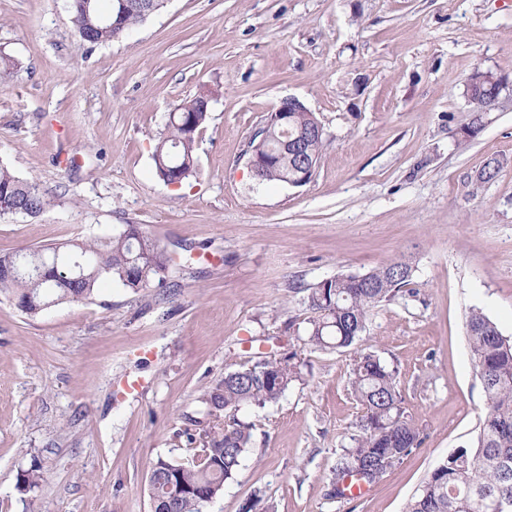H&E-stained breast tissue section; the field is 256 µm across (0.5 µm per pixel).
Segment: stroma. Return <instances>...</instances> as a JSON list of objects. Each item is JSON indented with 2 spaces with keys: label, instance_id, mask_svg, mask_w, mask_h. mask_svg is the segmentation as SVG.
Wrapping results in <instances>:
<instances>
[{
  "label": "stroma",
  "instance_id": "stroma-1",
  "mask_svg": "<svg viewBox=\"0 0 512 512\" xmlns=\"http://www.w3.org/2000/svg\"><path fill=\"white\" fill-rule=\"evenodd\" d=\"M0 162L52 198L0 216V253L109 238L137 224L173 258L162 286L117 284L31 317L0 298V512H152L157 459L184 460L225 372L295 354L278 402L244 406L251 442L207 512H405L470 445L485 407L466 344L477 307L512 338V0H168L92 47L65 0H0ZM506 78L477 110L474 72ZM213 100L195 173L171 186L152 154L169 112ZM326 144L311 182L259 183L248 143L282 99ZM479 134L457 141L474 112ZM503 162L487 183L488 158ZM414 254V295L376 307L355 348L306 345L307 290ZM397 366L421 444L369 491L331 479L359 431L355 350ZM144 382L121 395L123 378ZM42 467L23 494L17 478Z\"/></svg>",
  "mask_w": 512,
  "mask_h": 512
}]
</instances>
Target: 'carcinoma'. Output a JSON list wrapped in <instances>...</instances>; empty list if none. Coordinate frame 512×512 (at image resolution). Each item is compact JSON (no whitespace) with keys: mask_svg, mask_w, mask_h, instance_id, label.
<instances>
[{"mask_svg":"<svg viewBox=\"0 0 512 512\" xmlns=\"http://www.w3.org/2000/svg\"><path fill=\"white\" fill-rule=\"evenodd\" d=\"M128 7L112 25V8L101 0H67L72 27L91 47L112 42L154 14V0H127ZM21 70L19 60L0 57V86L9 85ZM482 85L477 111L499 98L506 78L490 73ZM212 97L185 100L169 113L152 159L156 176L179 183L196 168L195 137L206 123ZM312 112H290L288 123L269 113L264 127L251 143L252 154L269 157L258 181L289 183L300 169V160L316 167L325 144V134L315 130ZM299 140L298 154L283 149L285 141ZM51 205V198L33 180L17 176L0 164V215L36 217ZM41 279L18 275L0 288V296L22 313L36 316L43 305L54 301L85 302L95 296L104 280L135 292L146 291L163 279L171 263L158 241L137 224L96 242H78L60 247L35 248ZM415 272L412 254H401L364 273L339 274L309 288L307 304L313 317L307 329V344L317 350L349 348L366 328L371 311L400 294L410 293ZM466 340L471 361L482 382L486 403L479 422L475 446L450 452L426 477L406 506V512H512V339L479 308L466 318ZM294 356L271 357L224 374L217 386L204 392L201 402L215 424L204 430L199 446L190 449L191 460L183 463L159 458L148 474L153 512H205L208 501L224 492V483L238 471L251 434L234 417L245 405L264 407L277 402L289 384L300 375ZM352 396L360 410L359 433L344 449L338 473L360 469L372 473L385 459L400 462L420 444L419 429L408 418L398 389L397 371L372 352H355L349 378ZM169 476L157 486L155 474ZM43 473L30 469L20 475L22 493L37 489Z\"/></svg>","mask_w":512,"mask_h":512,"instance_id":"obj_1","label":"carcinoma"}]
</instances>
